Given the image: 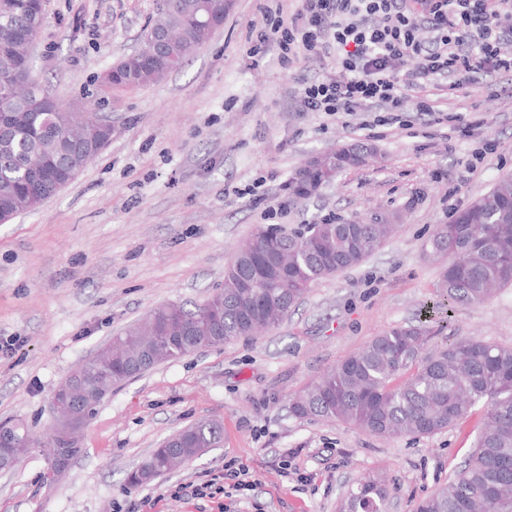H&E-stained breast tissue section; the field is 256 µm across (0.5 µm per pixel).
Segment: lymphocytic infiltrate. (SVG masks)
Here are the masks:
<instances>
[{"instance_id":"obj_1","label":"lymphocytic infiltrate","mask_w":512,"mask_h":512,"mask_svg":"<svg viewBox=\"0 0 512 512\" xmlns=\"http://www.w3.org/2000/svg\"><path fill=\"white\" fill-rule=\"evenodd\" d=\"M428 29L430 41L418 32ZM512 37V0H300L294 16L274 14L261 34L283 57L335 53L334 73L303 82L304 111L329 115L363 109L374 124L386 113L429 111L409 93L424 81L474 84L483 71H512L500 50Z\"/></svg>"}]
</instances>
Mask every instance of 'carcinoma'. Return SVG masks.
I'll use <instances>...</instances> for the list:
<instances>
[{"instance_id":"cac0c4a2","label":"carcinoma","mask_w":512,"mask_h":512,"mask_svg":"<svg viewBox=\"0 0 512 512\" xmlns=\"http://www.w3.org/2000/svg\"><path fill=\"white\" fill-rule=\"evenodd\" d=\"M233 0H161L137 51L109 71L106 83L135 86L157 83L184 65L224 24ZM43 0H0V72L21 84L17 98H0V223L38 210L69 183L67 171L83 166L112 139V124L88 112L79 117L59 104L46 107L40 85L28 80L32 45L44 24ZM167 35L164 54L148 53L152 32ZM374 146L357 142L307 163L289 178L298 198L319 191L322 183L359 167ZM393 224L327 221L297 231L258 227L224 272V285L192 309L164 305L143 321L112 337L78 365L101 388L86 402L83 419L130 380L135 364L148 354L152 365L177 360L197 349L256 336L277 326L317 281L355 267L381 246ZM424 249L442 260L440 288L448 307L477 304L512 286V177L459 210L435 228ZM198 337L190 346L178 337ZM422 324L392 328L340 361L289 400L300 419H335L378 438L427 437L484 407V428L476 450L461 472L416 512H508L512 510V346L479 336H459L442 347L430 346ZM13 438L25 448H40L50 468L70 464L77 441H42L21 421ZM222 440L216 421L180 432L174 447L154 449L128 476L133 487L206 453ZM388 494L371 478L359 480L340 504V512H385Z\"/></svg>"}]
</instances>
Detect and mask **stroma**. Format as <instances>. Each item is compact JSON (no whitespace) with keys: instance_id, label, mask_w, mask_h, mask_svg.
<instances>
[{"instance_id":"obj_1","label":"stroma","mask_w":512,"mask_h":512,"mask_svg":"<svg viewBox=\"0 0 512 512\" xmlns=\"http://www.w3.org/2000/svg\"><path fill=\"white\" fill-rule=\"evenodd\" d=\"M157 0H47L33 75L62 106L96 113L112 140L38 211L0 223V422L38 436L55 425L52 395L112 336L162 304L193 308L222 286L238 246L260 225L297 228L337 216L397 232L360 265L321 280L278 326L155 366L114 388L78 434L79 453L51 479L32 450L0 472V512H339L359 479L385 480L387 512L415 507L473 453L484 410L428 437L377 438L329 419H299L289 396L397 326L425 323L437 342L477 334L512 346V287L448 306L439 266L423 251L437 225L512 176V72L467 90L422 84L416 97L447 115L303 111L301 80L334 71L332 54L282 62L278 46L249 53L266 12L297 0H234L210 40L160 83L113 89L100 75L138 46ZM366 141L369 166L316 194H288L310 157ZM494 152L475 154L485 144ZM278 210L266 214L267 207ZM215 420L220 447L144 487L128 473L167 437ZM250 489L226 500L170 498L229 459Z\"/></svg>"}]
</instances>
